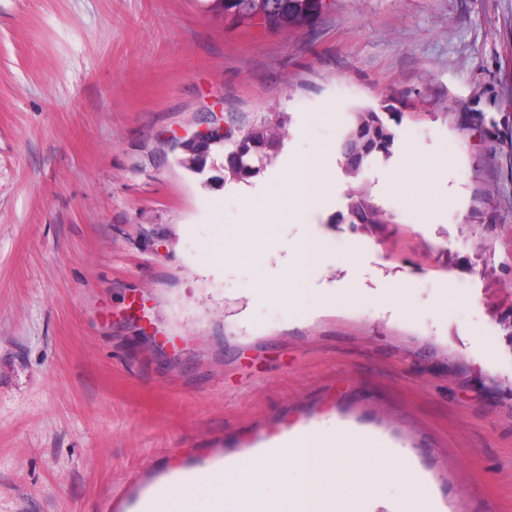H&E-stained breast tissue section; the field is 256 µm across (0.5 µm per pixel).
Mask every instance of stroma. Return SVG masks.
Segmentation results:
<instances>
[{
    "label": "stroma",
    "mask_w": 512,
    "mask_h": 512,
    "mask_svg": "<svg viewBox=\"0 0 512 512\" xmlns=\"http://www.w3.org/2000/svg\"><path fill=\"white\" fill-rule=\"evenodd\" d=\"M402 113L365 172L394 223H337L357 107ZM287 117L336 172L316 224L241 234L208 111ZM335 288L299 308L288 248ZM354 250L345 260L343 249ZM301 428L386 442L375 512H512V0H324L271 29L210 0H0V512H132ZM270 457L263 493L293 505ZM405 480L412 491L395 512H432L428 507L427 498L416 490L419 488L418 481L411 477H406Z\"/></svg>",
    "instance_id": "35a3bbf8"
}]
</instances>
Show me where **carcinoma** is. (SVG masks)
Here are the masks:
<instances>
[{
  "label": "carcinoma",
  "instance_id": "obj_1",
  "mask_svg": "<svg viewBox=\"0 0 512 512\" xmlns=\"http://www.w3.org/2000/svg\"><path fill=\"white\" fill-rule=\"evenodd\" d=\"M320 0H212L217 11L233 10L236 17L256 19L276 28H298L319 12ZM402 113L390 103L361 107L352 113L342 143L345 174L360 181L347 193L346 213L336 223L352 228L393 223V214L374 201L363 174L375 158L392 154L396 134L393 125ZM286 136V120L280 115L266 118L261 124L224 135V171L231 181L246 182L256 176L276 157Z\"/></svg>",
  "mask_w": 512,
  "mask_h": 512
}]
</instances>
